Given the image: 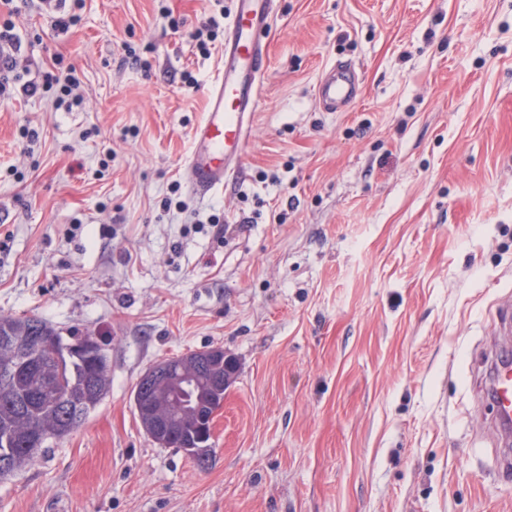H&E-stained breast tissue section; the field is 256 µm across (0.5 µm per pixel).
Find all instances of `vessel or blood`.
Returning <instances> with one entry per match:
<instances>
[{
	"mask_svg": "<svg viewBox=\"0 0 512 512\" xmlns=\"http://www.w3.org/2000/svg\"><path fill=\"white\" fill-rule=\"evenodd\" d=\"M231 21L224 29V63L206 91V110L192 132L184 177L193 193L205 196L232 184L242 171L251 122L265 79L268 36L277 0H233ZM352 67L337 64L317 90L319 106L328 112L348 107L358 96ZM487 398L496 410L501 436L512 433V356L501 345L487 353Z\"/></svg>",
	"mask_w": 512,
	"mask_h": 512,
	"instance_id": "b4317fda",
	"label": "vessel or blood"
}]
</instances>
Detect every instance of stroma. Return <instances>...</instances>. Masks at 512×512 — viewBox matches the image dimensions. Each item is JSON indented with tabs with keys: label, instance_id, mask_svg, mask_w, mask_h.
<instances>
[{
	"label": "stroma",
	"instance_id": "stroma-1",
	"mask_svg": "<svg viewBox=\"0 0 512 512\" xmlns=\"http://www.w3.org/2000/svg\"><path fill=\"white\" fill-rule=\"evenodd\" d=\"M278 8L244 174L201 200L183 171L224 41L195 34L233 0H82L65 34L0 4L23 81L58 62L83 95L0 101V315L90 332L111 363L0 512H512L478 379L512 298V0ZM339 60L361 95L326 112ZM215 347L240 371L202 468L132 390Z\"/></svg>",
	"mask_w": 512,
	"mask_h": 512
}]
</instances>
